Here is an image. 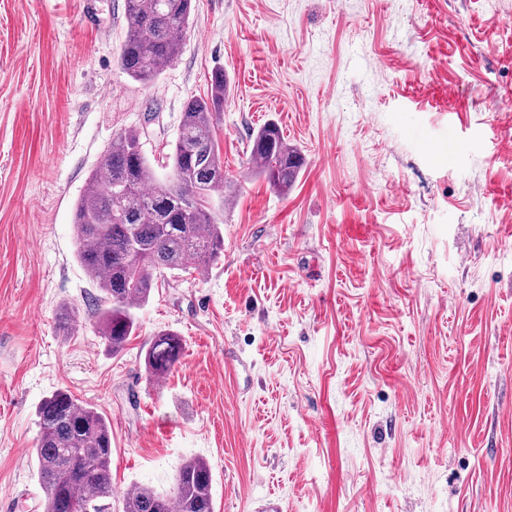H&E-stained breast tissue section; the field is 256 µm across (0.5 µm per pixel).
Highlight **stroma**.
Returning a JSON list of instances; mask_svg holds the SVG:
<instances>
[{"label": "stroma", "instance_id": "stroma-1", "mask_svg": "<svg viewBox=\"0 0 512 512\" xmlns=\"http://www.w3.org/2000/svg\"><path fill=\"white\" fill-rule=\"evenodd\" d=\"M123 4L0 0V512H42L58 390L107 416L123 490L201 457L215 512H512V0H193L149 83L117 62ZM216 66L224 254L112 353L73 205L124 131L163 162ZM270 119L304 158L285 194L247 170ZM183 351L181 337L167 329L157 331L151 338L145 354L146 370L150 377L166 375L179 361Z\"/></svg>", "mask_w": 512, "mask_h": 512}]
</instances>
